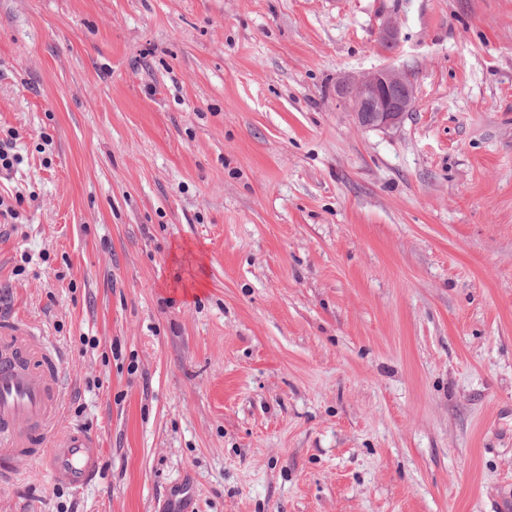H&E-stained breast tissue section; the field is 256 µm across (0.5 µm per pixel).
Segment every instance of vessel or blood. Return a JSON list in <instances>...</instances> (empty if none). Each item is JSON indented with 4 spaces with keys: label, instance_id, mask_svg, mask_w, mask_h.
<instances>
[{
    "label": "vessel or blood",
    "instance_id": "b4317fda",
    "mask_svg": "<svg viewBox=\"0 0 512 512\" xmlns=\"http://www.w3.org/2000/svg\"><path fill=\"white\" fill-rule=\"evenodd\" d=\"M0 483L25 460L40 463L56 485L82 489L99 481L102 463L96 438L79 426L57 440L49 432L59 411L63 371L43 336L27 324L0 321Z\"/></svg>",
    "mask_w": 512,
    "mask_h": 512
}]
</instances>
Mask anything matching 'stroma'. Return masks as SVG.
Returning <instances> with one entry per match:
<instances>
[{
	"instance_id": "1",
	"label": "stroma",
	"mask_w": 512,
	"mask_h": 512,
	"mask_svg": "<svg viewBox=\"0 0 512 512\" xmlns=\"http://www.w3.org/2000/svg\"><path fill=\"white\" fill-rule=\"evenodd\" d=\"M10 130L0 316L103 473L0 512H512V0H0ZM338 93L345 98L362 128H397L416 104L406 73L384 66L362 79L344 81ZM18 136V132L11 130L4 138L0 137V173H11L22 163V157L15 149Z\"/></svg>"
}]
</instances>
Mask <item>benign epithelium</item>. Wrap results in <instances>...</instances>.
Instances as JSON below:
<instances>
[{
	"instance_id": "1",
	"label": "benign epithelium",
	"mask_w": 512,
	"mask_h": 512,
	"mask_svg": "<svg viewBox=\"0 0 512 512\" xmlns=\"http://www.w3.org/2000/svg\"><path fill=\"white\" fill-rule=\"evenodd\" d=\"M338 93L348 101L362 128L394 129L416 104L409 77L391 66L381 67L362 79L343 82Z\"/></svg>"
}]
</instances>
